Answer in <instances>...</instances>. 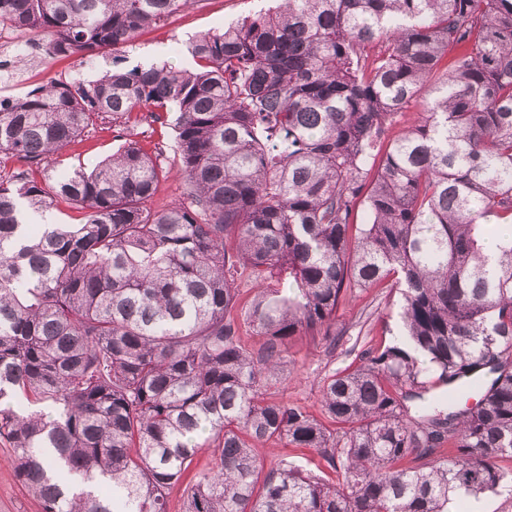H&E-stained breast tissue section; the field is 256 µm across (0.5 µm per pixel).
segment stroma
Here are the masks:
<instances>
[{"label": "stroma", "mask_w": 512, "mask_h": 512, "mask_svg": "<svg viewBox=\"0 0 512 512\" xmlns=\"http://www.w3.org/2000/svg\"><path fill=\"white\" fill-rule=\"evenodd\" d=\"M269 0H190L188 6L172 16L161 28L143 31L129 48L128 65L153 51H160L163 60L173 66L189 68L193 65L184 45L191 36L208 30H218L224 24L267 8ZM18 41L27 44L28 57L19 72L28 79L29 87H36L53 79H72L77 75L98 78L112 67L111 52L99 54L93 64L77 58L48 57L41 37L21 33ZM174 132L165 129L146 136L139 131L128 132L119 138L111 120H104L84 134L64 151L71 163L93 169L111 156L124 139L150 143H171ZM400 295L394 288L356 289L348 294L336 312V326L343 329L340 342L330 343L318 337L297 336L288 346L290 375L278 395L285 401L304 406L309 412L319 413L321 378L328 373L358 365L360 353L371 346L396 344L399 331ZM12 450L0 443V512H42L39 503L18 480L11 463Z\"/></svg>", "instance_id": "obj_1"}]
</instances>
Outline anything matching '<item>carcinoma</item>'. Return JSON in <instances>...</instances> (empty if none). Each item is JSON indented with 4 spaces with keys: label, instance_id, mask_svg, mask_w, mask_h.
<instances>
[{
    "label": "carcinoma",
    "instance_id": "cac0c4a2",
    "mask_svg": "<svg viewBox=\"0 0 512 512\" xmlns=\"http://www.w3.org/2000/svg\"><path fill=\"white\" fill-rule=\"evenodd\" d=\"M188 2L0 0V24L90 61ZM187 49L191 69L117 58L0 100V160L19 164L0 165V441L42 512H167L202 448L185 512L512 496V236L483 252L512 225V0H278ZM108 116L173 127L171 153L130 140L56 170ZM173 165L185 189L157 209ZM58 199L82 222L25 223ZM389 281L411 348L325 376L322 420L275 397L288 341L336 343L341 297ZM270 441L337 480L265 468ZM255 454L263 461L265 468L277 463L280 459L287 458L288 461L301 465L305 468L330 472L327 463L314 450L308 448H293L291 446L284 447L283 443H267L260 444L255 448Z\"/></svg>",
    "mask_w": 512,
    "mask_h": 512
}]
</instances>
